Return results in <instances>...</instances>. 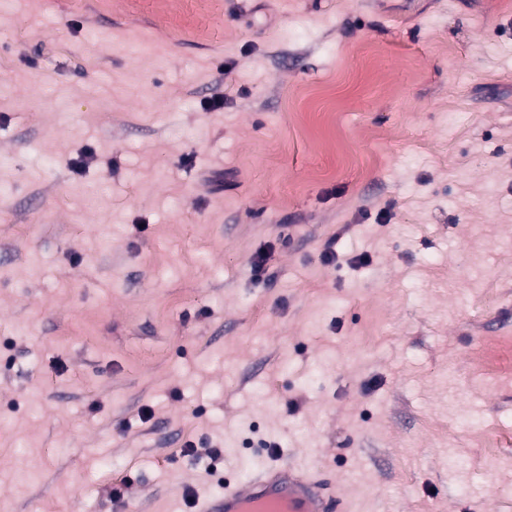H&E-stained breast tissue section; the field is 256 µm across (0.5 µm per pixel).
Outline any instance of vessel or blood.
Listing matches in <instances>:
<instances>
[{
  "label": "vessel or blood",
  "mask_w": 512,
  "mask_h": 512,
  "mask_svg": "<svg viewBox=\"0 0 512 512\" xmlns=\"http://www.w3.org/2000/svg\"><path fill=\"white\" fill-rule=\"evenodd\" d=\"M340 498L320 481L269 462L245 483L226 484L201 512H341Z\"/></svg>",
  "instance_id": "vessel-or-blood-1"
}]
</instances>
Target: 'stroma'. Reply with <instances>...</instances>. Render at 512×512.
<instances>
[{
	"mask_svg": "<svg viewBox=\"0 0 512 512\" xmlns=\"http://www.w3.org/2000/svg\"><path fill=\"white\" fill-rule=\"evenodd\" d=\"M511 352L512 0L0 11V512H512ZM201 512H340L339 497L320 481L292 467L268 461L244 484H226L207 498Z\"/></svg>",
	"mask_w": 512,
	"mask_h": 512,
	"instance_id": "obj_1",
	"label": "stroma"
}]
</instances>
